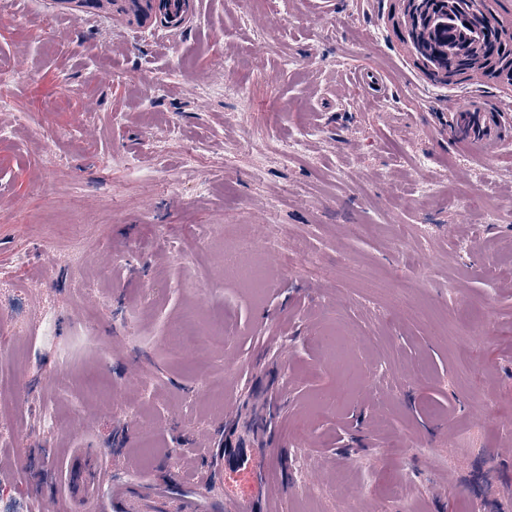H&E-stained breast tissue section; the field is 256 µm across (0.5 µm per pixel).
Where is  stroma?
I'll return each instance as SVG.
<instances>
[{
	"label": "stroma",
	"instance_id": "stroma-1",
	"mask_svg": "<svg viewBox=\"0 0 512 512\" xmlns=\"http://www.w3.org/2000/svg\"><path fill=\"white\" fill-rule=\"evenodd\" d=\"M194 4L0 0V512L76 448L196 512H512V146L448 133L512 85L427 79L397 0ZM191 311L221 337L174 354ZM217 432L248 456L205 483Z\"/></svg>",
	"mask_w": 512,
	"mask_h": 512
}]
</instances>
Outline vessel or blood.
<instances>
[{
    "instance_id": "1",
    "label": "vessel or blood",
    "mask_w": 512,
    "mask_h": 512,
    "mask_svg": "<svg viewBox=\"0 0 512 512\" xmlns=\"http://www.w3.org/2000/svg\"><path fill=\"white\" fill-rule=\"evenodd\" d=\"M448 130L456 139L485 159L497 157L504 145L512 142V114L490 107L479 100L468 99L455 104L448 114ZM243 463L239 449L230 448L212 457L207 468L208 478L233 472ZM58 476L63 480L68 497L78 498L88 505L100 499L121 500L124 512H192L179 500L161 501L141 491L121 488L112 482V474L100 462L83 465L80 457L59 464Z\"/></svg>"
}]
</instances>
